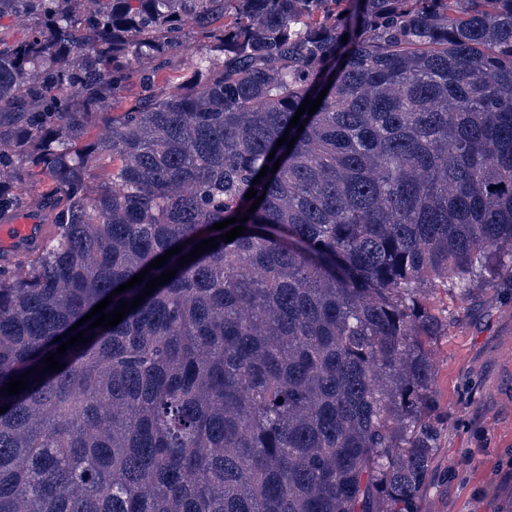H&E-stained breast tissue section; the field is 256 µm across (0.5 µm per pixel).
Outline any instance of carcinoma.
Instances as JSON below:
<instances>
[{
	"label": "carcinoma",
	"mask_w": 512,
	"mask_h": 512,
	"mask_svg": "<svg viewBox=\"0 0 512 512\" xmlns=\"http://www.w3.org/2000/svg\"><path fill=\"white\" fill-rule=\"evenodd\" d=\"M12 26L0 223L52 231L0 262V388L33 370L0 394V512H421L453 320L430 296L512 291V0H0Z\"/></svg>",
	"instance_id": "cac0c4a2"
}]
</instances>
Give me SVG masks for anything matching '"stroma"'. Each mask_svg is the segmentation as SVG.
<instances>
[{"label":"stroma","instance_id":"obj_1","mask_svg":"<svg viewBox=\"0 0 512 512\" xmlns=\"http://www.w3.org/2000/svg\"><path fill=\"white\" fill-rule=\"evenodd\" d=\"M437 301L457 317L433 345L448 430L428 500L436 512H512V294Z\"/></svg>","mask_w":512,"mask_h":512}]
</instances>
